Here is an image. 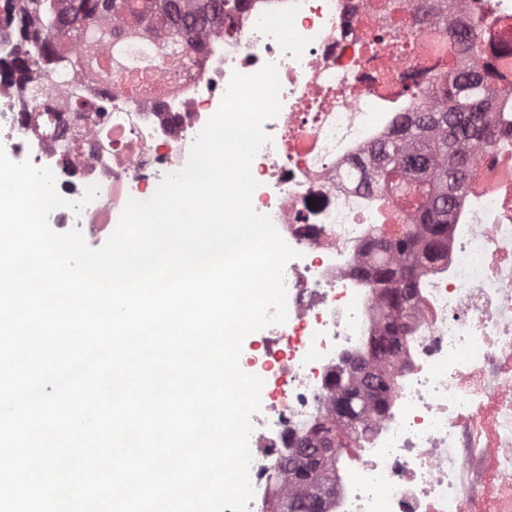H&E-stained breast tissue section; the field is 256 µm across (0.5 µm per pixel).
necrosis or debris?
Returning a JSON list of instances; mask_svg holds the SVG:
<instances>
[{
  "instance_id": "4bbe7bcc",
  "label": "necrosis or debris",
  "mask_w": 512,
  "mask_h": 512,
  "mask_svg": "<svg viewBox=\"0 0 512 512\" xmlns=\"http://www.w3.org/2000/svg\"><path fill=\"white\" fill-rule=\"evenodd\" d=\"M373 4L248 0L233 34L194 39V65L158 68L121 88L85 80L87 99L117 102L108 120L58 111L51 88L34 113L29 86L0 84V147L13 161L50 168L68 200L97 185L81 212L61 207L48 218L58 230L97 237L117 225L129 199H149L186 166L233 72L275 64L281 109L251 165L252 204L300 256L284 269L286 321L258 331L239 358L263 381L247 512H269L275 495L292 494L274 470L333 415L332 375L362 358L389 389L383 405L366 400L358 447L339 449L325 512H512V139L478 155L479 173L450 216L447 255L413 266L419 288L400 351L375 356L387 316L368 244L381 218L366 191L341 178L392 134L374 91L380 63L356 53ZM335 80L352 89L348 103L309 111ZM466 472L477 487L464 482Z\"/></svg>"
}]
</instances>
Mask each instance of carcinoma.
Wrapping results in <instances>:
<instances>
[{
    "mask_svg": "<svg viewBox=\"0 0 512 512\" xmlns=\"http://www.w3.org/2000/svg\"><path fill=\"white\" fill-rule=\"evenodd\" d=\"M18 0L0 28L25 44L24 55L3 69L8 78L22 80L35 71L44 84L63 90L59 107L86 116H104L112 102L84 98L82 78L94 75L118 86L134 68L159 64L187 65L185 41L193 34L224 25L240 0ZM466 19L449 8L448 0H418L415 15L402 14L399 0H384L381 13L366 25L363 52L373 58H403L421 36L425 19L432 52L411 60L401 73L385 64L380 87L393 91L399 107L393 115L394 136L375 150L368 168L367 191L376 210L398 209L402 232L384 237L376 225L372 243L402 258L375 268L382 302L399 318L407 317L416 282L407 283L409 263H433L445 253L448 212L463 196L474 175L472 149L493 136L512 138V124L493 132L482 118L512 76V24L489 27L492 0H477ZM353 424L344 447L359 436L364 410L358 388H346ZM292 484L304 492L280 501L288 512H303L320 504L305 492L328 479L325 464L315 468L288 460Z\"/></svg>",
    "mask_w": 512,
    "mask_h": 512,
    "instance_id": "obj_1",
    "label": "carcinoma"
}]
</instances>
